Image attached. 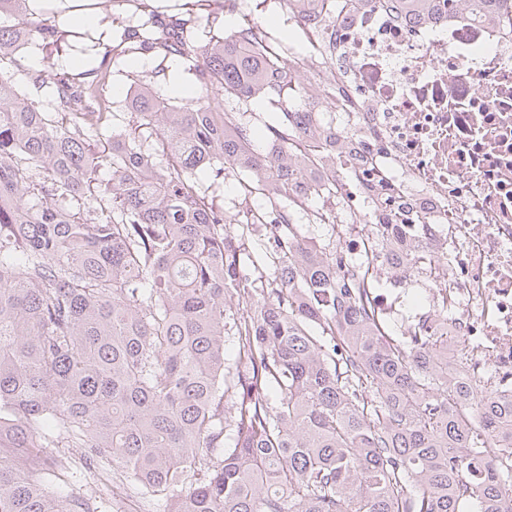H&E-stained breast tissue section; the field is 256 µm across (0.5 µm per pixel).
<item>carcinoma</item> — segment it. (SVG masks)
<instances>
[{
	"label": "carcinoma",
	"instance_id": "cac0c4a2",
	"mask_svg": "<svg viewBox=\"0 0 512 512\" xmlns=\"http://www.w3.org/2000/svg\"><path fill=\"white\" fill-rule=\"evenodd\" d=\"M30 2L0 0L23 16L0 25V61L62 40ZM203 2L118 31L119 48L189 64L196 94L132 76L109 153L90 139L110 117L108 54L27 72L63 114L0 73V512H90L53 491L73 463L49 448L85 449L90 470L108 456L169 512H512V395L453 376L446 336L395 338L364 274L340 271L336 216L309 214L336 196V148L356 132L288 112L320 92L315 74L282 78L255 21L212 34L226 0ZM398 2L428 20L441 0ZM266 99L280 115L259 149ZM210 179L237 181L238 223L269 226L272 287H247L244 242L199 191ZM378 232L385 260L419 257L395 225Z\"/></svg>",
	"mask_w": 512,
	"mask_h": 512
}]
</instances>
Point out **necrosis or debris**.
<instances>
[{
    "mask_svg": "<svg viewBox=\"0 0 512 512\" xmlns=\"http://www.w3.org/2000/svg\"><path fill=\"white\" fill-rule=\"evenodd\" d=\"M316 28L303 59L325 85L305 109L325 105L337 133H356L352 152L336 158V221L356 220L343 257L373 256L377 279L424 289L417 324L459 339L471 376L511 390L512 19L449 0L424 21L377 0ZM379 205L420 240L419 260L377 258Z\"/></svg>",
    "mask_w": 512,
    "mask_h": 512,
    "instance_id": "necrosis-or-debris-1",
    "label": "necrosis or debris"
}]
</instances>
